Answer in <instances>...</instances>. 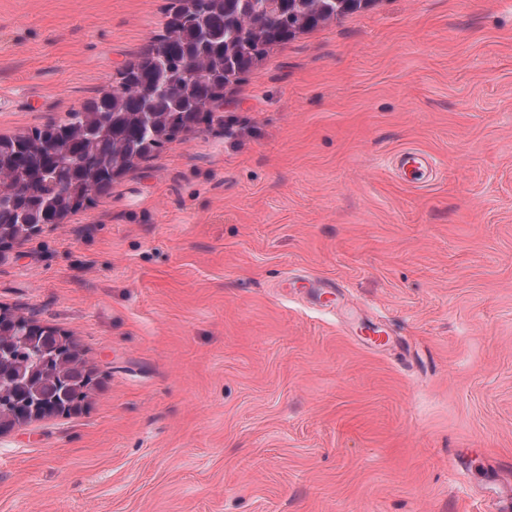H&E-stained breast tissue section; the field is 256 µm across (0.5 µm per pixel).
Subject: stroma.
I'll return each instance as SVG.
<instances>
[{"label":"stroma","mask_w":512,"mask_h":512,"mask_svg":"<svg viewBox=\"0 0 512 512\" xmlns=\"http://www.w3.org/2000/svg\"><path fill=\"white\" fill-rule=\"evenodd\" d=\"M167 0H0V134L82 110ZM427 152L435 178L396 174ZM332 286L334 307L312 302ZM78 409L0 433V512H491L512 483V0H370L0 250ZM23 326L18 329L14 323V317L8 314L6 311L0 313V333L1 336H18L14 342L21 348L34 349L37 345V336H43V342L46 346H52L53 349H57L60 353L63 350L73 351V357H77L80 351L73 343H64L65 348L60 345V339L57 337V331L51 328L42 327L32 322L25 320ZM28 327V336H19L22 332H25V328ZM67 378L73 380V385L77 386L79 391L89 382V374L85 370L84 362H82L80 356L73 367L69 370L66 375Z\"/></svg>","instance_id":"35a3bbf8"}]
</instances>
